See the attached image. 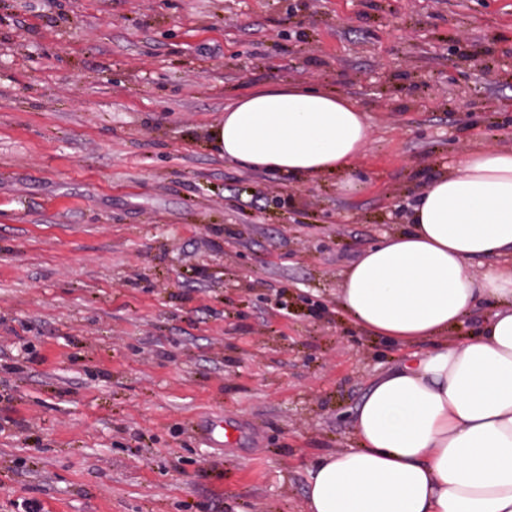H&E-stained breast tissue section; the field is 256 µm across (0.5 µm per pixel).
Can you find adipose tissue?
I'll return each mask as SVG.
<instances>
[{
    "instance_id": "adipose-tissue-1",
    "label": "adipose tissue",
    "mask_w": 512,
    "mask_h": 512,
    "mask_svg": "<svg viewBox=\"0 0 512 512\" xmlns=\"http://www.w3.org/2000/svg\"><path fill=\"white\" fill-rule=\"evenodd\" d=\"M210 135L225 160L302 179L340 174L370 142L354 101L316 85L247 93ZM512 251V150L482 147L433 178L407 227L343 275L339 307L407 355L357 406V447L309 471L304 512H512V271L475 276ZM481 303L499 307L476 336L448 334Z\"/></svg>"
}]
</instances>
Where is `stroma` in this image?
Here are the masks:
<instances>
[{"label":"stroma","instance_id":"obj_1","mask_svg":"<svg viewBox=\"0 0 512 512\" xmlns=\"http://www.w3.org/2000/svg\"><path fill=\"white\" fill-rule=\"evenodd\" d=\"M288 83L365 111L356 191L211 146ZM482 146L512 0H0V512H303L399 356L342 275Z\"/></svg>","mask_w":512,"mask_h":512}]
</instances>
